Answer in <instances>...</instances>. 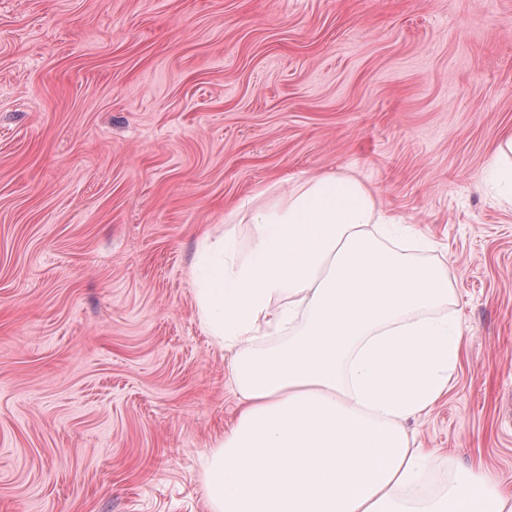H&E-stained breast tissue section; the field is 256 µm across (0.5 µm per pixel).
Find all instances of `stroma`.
<instances>
[{"mask_svg":"<svg viewBox=\"0 0 512 512\" xmlns=\"http://www.w3.org/2000/svg\"><path fill=\"white\" fill-rule=\"evenodd\" d=\"M510 134L512 0H0V512H212L240 405L197 243L332 173L454 288L419 482L512 490ZM491 172L497 188L512 204V136L500 143L497 159L491 164Z\"/></svg>","mask_w":512,"mask_h":512,"instance_id":"35a3bbf8","label":"stroma"}]
</instances>
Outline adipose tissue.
<instances>
[{
    "mask_svg": "<svg viewBox=\"0 0 512 512\" xmlns=\"http://www.w3.org/2000/svg\"><path fill=\"white\" fill-rule=\"evenodd\" d=\"M247 256L233 230L204 235L193 266L198 315L232 348L241 402L205 459L213 512H512L484 476L418 509L400 503L426 457L404 421L448 387L461 348L428 312L452 288L441 265L389 248L410 235L357 179L310 178L249 216ZM302 332L266 350L299 316Z\"/></svg>",
    "mask_w": 512,
    "mask_h": 512,
    "instance_id": "obj_1",
    "label": "adipose tissue"
}]
</instances>
